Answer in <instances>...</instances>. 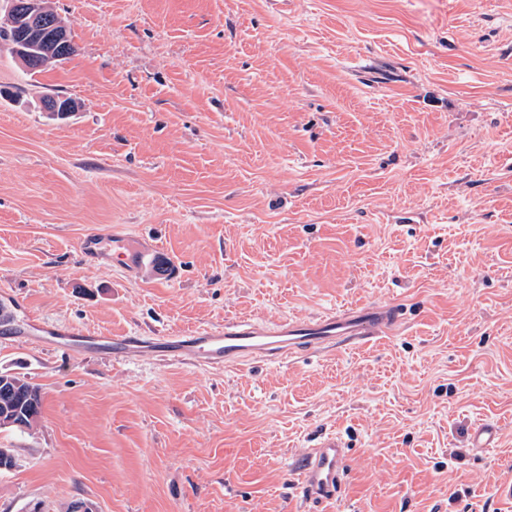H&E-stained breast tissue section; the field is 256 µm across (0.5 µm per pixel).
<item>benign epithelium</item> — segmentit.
I'll list each match as a JSON object with an SVG mask.
<instances>
[{"mask_svg":"<svg viewBox=\"0 0 512 512\" xmlns=\"http://www.w3.org/2000/svg\"><path fill=\"white\" fill-rule=\"evenodd\" d=\"M10 33L9 46L21 60L48 64L66 57L69 36L61 20H51L42 0H10L9 12L4 25ZM37 415L29 411L26 416L15 412L10 405L0 409V428L18 426L24 428Z\"/></svg>","mask_w":512,"mask_h":512,"instance_id":"obj_1","label":"benign epithelium"}]
</instances>
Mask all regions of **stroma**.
<instances>
[{"instance_id": "obj_1", "label": "stroma", "mask_w": 512, "mask_h": 512, "mask_svg": "<svg viewBox=\"0 0 512 512\" xmlns=\"http://www.w3.org/2000/svg\"><path fill=\"white\" fill-rule=\"evenodd\" d=\"M45 3L72 56L0 42V374L42 393L0 428V512H512V0ZM91 232L154 259H87ZM359 303L405 324L230 368L53 337ZM328 435L347 475L315 505ZM112 259L119 263L126 274H132L140 263L138 257L127 250L123 236L112 235ZM497 439L498 429L490 423H476L471 430L472 447L479 452H483L487 448H494ZM303 479L311 502L333 498L341 488L347 452L343 440L331 435L322 440L317 448H309L303 454Z\"/></svg>"}]
</instances>
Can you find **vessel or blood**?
I'll use <instances>...</instances> for the list:
<instances>
[{
    "mask_svg": "<svg viewBox=\"0 0 512 512\" xmlns=\"http://www.w3.org/2000/svg\"><path fill=\"white\" fill-rule=\"evenodd\" d=\"M112 259L126 273H133L139 263L130 252L124 237L113 236ZM401 312L371 304H356L336 313L309 319H285L269 325L253 320H234L224 326L190 332H174L163 336L86 335L67 330L61 342L93 351L111 349L115 359L129 358L140 348L152 349L159 357L172 363L190 361L201 366L237 365L248 358L271 359L281 353L299 355L325 349L359 347L398 324ZM498 439L496 426L476 423L471 430V442L477 451L494 447ZM303 479L310 501L334 497L341 488L347 452L343 440L331 435L317 447L303 454Z\"/></svg>",
    "mask_w": 512,
    "mask_h": 512,
    "instance_id": "obj_1",
    "label": "vessel or blood"
}]
</instances>
